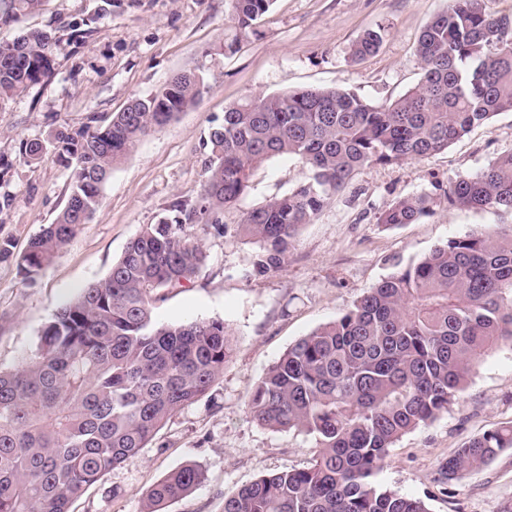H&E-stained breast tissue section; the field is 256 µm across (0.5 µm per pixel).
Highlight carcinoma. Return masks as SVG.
I'll return each mask as SVG.
<instances>
[{
	"label": "carcinoma",
	"mask_w": 512,
	"mask_h": 512,
	"mask_svg": "<svg viewBox=\"0 0 512 512\" xmlns=\"http://www.w3.org/2000/svg\"><path fill=\"white\" fill-rule=\"evenodd\" d=\"M41 0H3L0 21ZM235 34L257 37L272 0H227ZM381 29L366 30L352 55L376 54ZM54 39L44 30L0 42V100L48 76ZM423 77L389 105L337 88L256 95L224 109L206 147V179L194 201L176 199L145 225L112 264L60 308L37 349L0 370V512H69L106 473L146 447L167 420L199 400L224 373L231 331L220 320L158 324L152 314L169 288L191 281L205 261L187 226L228 230L253 170L279 155L309 175L296 189L247 212L234 232L257 244L249 275L280 270L300 228L360 167L422 158L502 112H512V21L480 0H448L421 32ZM195 71L173 74L155 93L108 118L94 114L48 142L20 143L19 160L47 153L71 169V191L55 221L17 258L26 280L47 269L100 205L112 170L139 140L194 105ZM448 203L512 213V152L448 185ZM428 210L417 195L389 205L386 227L413 224ZM382 279L340 317L296 341L255 387L251 416L273 429L315 439L310 466L263 476L224 496V512H427L423 501L376 483L389 448L435 419L468 382L476 361L512 342V225L451 239ZM512 448V422L472 438L441 464L453 480ZM196 465L174 470L146 494L145 512L195 490Z\"/></svg>",
	"instance_id": "cac0c4a2"
}]
</instances>
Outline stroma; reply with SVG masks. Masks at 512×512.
Segmentation results:
<instances>
[{
	"mask_svg": "<svg viewBox=\"0 0 512 512\" xmlns=\"http://www.w3.org/2000/svg\"><path fill=\"white\" fill-rule=\"evenodd\" d=\"M98 0H43L38 11L0 23V42L31 28L54 38L49 79L0 101V239L22 255L54 221L70 192L71 171L53 158L27 165L26 139H47L59 126L123 110L179 71L205 77L200 100L142 138L114 168L101 203L50 267L26 280L15 263H0V370L33 353L42 327L81 288L105 278L144 225L157 223L174 199H197L205 180L204 142L224 108L247 96L302 88H338L386 105L415 87L423 64L415 48L447 0H274L260 36L222 51L231 29L226 0H112V14L94 20ZM90 32L75 40L74 29ZM383 30L379 52L358 61L352 47L368 29ZM512 151V112L496 115L448 148L398 164L356 170L314 221L304 225L281 270L249 276L255 244L234 233L191 226L207 254L197 276L166 291L157 322L224 321L233 354L223 375L198 401L176 412L146 448L107 473L70 505V512H142L154 484L184 465L204 481L166 512H223L224 498L260 477L307 467L312 436L259 425L248 401L261 378L297 340L333 321L369 288L452 238L511 224L493 209L449 205L451 180L473 175ZM293 157L258 166L227 225L307 179ZM428 195L416 223L378 224L391 203ZM512 421V344L482 356L447 412L402 435L377 475L381 488L421 499L429 512H512V449L478 471L446 480L440 465L471 438Z\"/></svg>",
	"mask_w": 512,
	"mask_h": 512,
	"instance_id": "1",
	"label": "stroma"
}]
</instances>
